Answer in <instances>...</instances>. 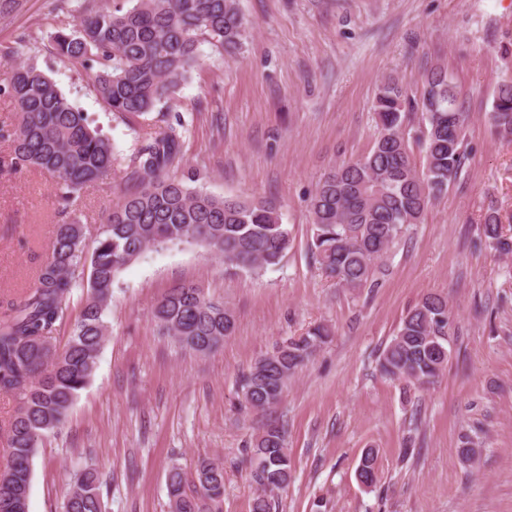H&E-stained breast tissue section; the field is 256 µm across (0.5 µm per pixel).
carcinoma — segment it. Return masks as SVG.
I'll return each instance as SVG.
<instances>
[{"mask_svg": "<svg viewBox=\"0 0 512 512\" xmlns=\"http://www.w3.org/2000/svg\"><path fill=\"white\" fill-rule=\"evenodd\" d=\"M126 10L92 11L80 2L72 12L80 22L50 35L56 55L78 65L114 113L140 118L175 94L197 62L199 46L236 50L246 38L238 0H131ZM31 42L0 50V94L17 106L16 124L0 136L12 143L10 163L56 177L54 194L69 209L83 187L112 170L110 140L88 126L54 83L30 61L21 60ZM421 110L423 128L406 130L407 105ZM379 133L356 161L329 172L309 198L311 251L321 270L342 288L375 286L376 263L395 245L404 227L419 222L431 200L461 172L466 159V115L448 71L428 72L420 100L411 102L402 83L382 81L375 100ZM490 120L512 136V82L497 87ZM181 121L169 124L134 159L133 188L100 225L95 245L85 250L84 226L76 219L54 227L49 254L34 284L17 299L0 302V391L16 398L14 414L0 431L9 457L0 470V512H29L32 463L42 440L66 423L80 391L92 380L106 342L112 288L118 274L151 246L189 243L224 258V265L252 273L278 265L292 248L288 225L268 200L216 196L172 179L168 171L182 160ZM423 146L417 169L411 139ZM478 245L500 256L512 255V236L488 212ZM83 289L78 316L64 345L54 351L58 328L69 319L73 291ZM154 317L162 335L197 353H211L233 334L235 318L224 303L193 283L170 288ZM448 298L424 296L402 320L385 347L381 372L408 385L431 383L448 363ZM331 336L325 325L309 328L272 352L266 373L259 364L241 380L245 404L265 409L276 404L288 380ZM252 478L259 493L251 512H273L271 492L288 484L291 458L285 430L267 427L249 449ZM360 481H377L376 456L368 449ZM197 485L188 492L179 468L167 477L170 512H211L224 496V466L203 460ZM100 475L87 466L74 474L68 512H102Z\"/></svg>", "mask_w": 512, "mask_h": 512, "instance_id": "1", "label": "carcinoma"}]
</instances>
